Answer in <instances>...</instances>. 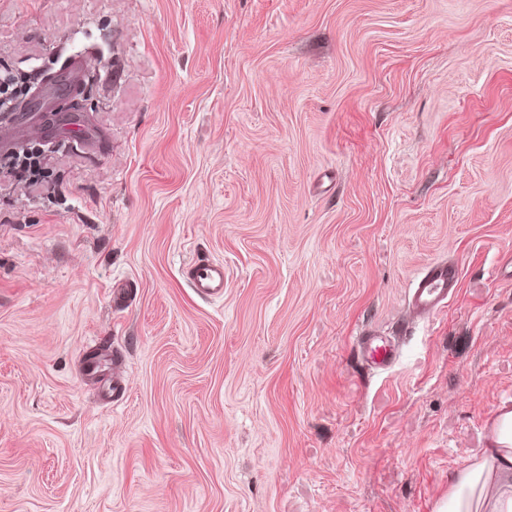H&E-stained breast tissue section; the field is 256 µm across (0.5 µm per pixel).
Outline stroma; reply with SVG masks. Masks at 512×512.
<instances>
[{
  "instance_id": "stroma-1",
  "label": "stroma",
  "mask_w": 512,
  "mask_h": 512,
  "mask_svg": "<svg viewBox=\"0 0 512 512\" xmlns=\"http://www.w3.org/2000/svg\"><path fill=\"white\" fill-rule=\"evenodd\" d=\"M77 52L0 172V512H433L512 400V0H0L25 87ZM41 164L38 153L25 149L4 155L1 159V165L7 168L8 173H11L16 180L25 181L29 185L37 184L36 177L41 169ZM186 278L198 295L208 297L224 296V264L209 259H198L188 265ZM459 276V268L454 264L437 262L428 265L409 290L414 313L420 317L437 314L452 297ZM359 346L366 364L372 370H387L397 358L395 343L388 337L361 336Z\"/></svg>"
}]
</instances>
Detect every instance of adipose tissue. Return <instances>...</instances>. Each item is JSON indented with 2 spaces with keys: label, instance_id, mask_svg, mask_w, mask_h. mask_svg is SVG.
Instances as JSON below:
<instances>
[{
  "label": "adipose tissue",
  "instance_id": "obj_1",
  "mask_svg": "<svg viewBox=\"0 0 512 512\" xmlns=\"http://www.w3.org/2000/svg\"><path fill=\"white\" fill-rule=\"evenodd\" d=\"M507 430L448 476V496L434 512H512V410Z\"/></svg>",
  "mask_w": 512,
  "mask_h": 512
}]
</instances>
